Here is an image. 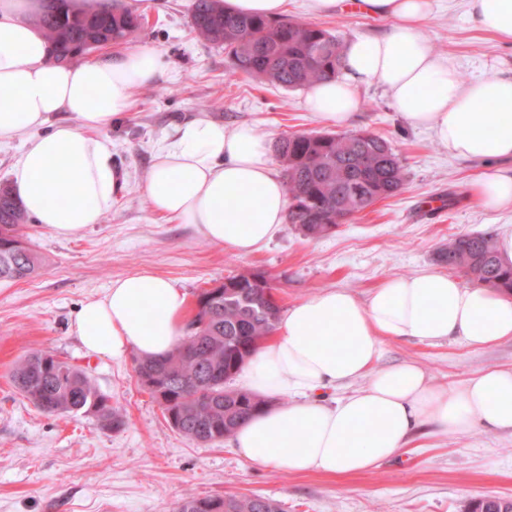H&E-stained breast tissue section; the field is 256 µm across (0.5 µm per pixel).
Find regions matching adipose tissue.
<instances>
[{
    "instance_id": "ef3b65f1",
    "label": "adipose tissue",
    "mask_w": 512,
    "mask_h": 512,
    "mask_svg": "<svg viewBox=\"0 0 512 512\" xmlns=\"http://www.w3.org/2000/svg\"><path fill=\"white\" fill-rule=\"evenodd\" d=\"M480 29L512 42V0H467ZM38 0H0V144L29 132L13 166L14 195L60 238L99 223L125 188L100 129L130 111L162 69L149 47L93 63L55 62L28 16ZM358 11L390 19L382 34L350 41L340 75L310 87L305 105L337 126L357 115L362 87L380 83L396 112L431 131L450 156L498 163L474 194L488 210L512 209V73L462 83L452 59L422 34L437 0H359ZM144 194L153 212L193 225L212 245L246 255L285 223L288 190L267 141L250 127L225 130L207 118L176 127L156 148ZM190 312L167 278L136 269L86 301L73 329L85 351L161 358ZM460 340L478 349L512 339V297L430 271L383 280L363 300L327 288L289 308L236 376L266 400L230 445L251 464L292 474L355 475L402 453L421 428L461 435L512 431V367L437 384L416 365L382 368L388 341ZM366 379L361 389L356 380Z\"/></svg>"
}]
</instances>
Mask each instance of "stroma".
Wrapping results in <instances>:
<instances>
[{
  "label": "stroma",
  "mask_w": 512,
  "mask_h": 512,
  "mask_svg": "<svg viewBox=\"0 0 512 512\" xmlns=\"http://www.w3.org/2000/svg\"><path fill=\"white\" fill-rule=\"evenodd\" d=\"M193 0H165L147 14L126 45L85 55V62L117 56L128 47L159 52L163 69L141 89L132 110L102 135L125 174L112 209L71 238L36 223L25 238L42 259L31 279L0 283V512H174L185 492L200 496L262 495L285 512H465L471 501L512 499V432L475 429L465 435L416 439L407 452L354 476L291 474L248 463L227 444L200 446L173 430L134 376L132 358L86 353L72 330L88 300L138 268L168 278L188 297L256 270L273 280L281 309L326 288L366 298L383 279L420 271L444 272L439 248L458 234L493 229L512 234V211L483 208L473 193L482 165L450 157L431 133L394 112L381 85L361 93L354 129L383 136L407 172L401 192L313 239L294 224L253 254L214 248L187 224L155 214L144 182L155 147L188 119L206 117L232 130L250 126L268 142L290 133H322L329 126L304 107L305 93L262 84L236 72L221 46L196 38ZM287 16L343 33L373 36L388 20L350 10L320 16L310 0H288ZM423 33L431 48L452 58L463 82L490 67L512 69V43L481 31L464 0H439ZM32 350L52 352L84 368L97 389L125 416L118 431L100 429L81 413H39L16 395L10 367ZM412 362L437 383H460L491 366L512 367V339L483 349L464 342L391 341L381 366Z\"/></svg>",
  "instance_id": "1"
}]
</instances>
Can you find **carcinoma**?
I'll return each mask as SVG.
<instances>
[{
  "mask_svg": "<svg viewBox=\"0 0 512 512\" xmlns=\"http://www.w3.org/2000/svg\"><path fill=\"white\" fill-rule=\"evenodd\" d=\"M34 24L52 46L53 59L69 63L107 45H119L142 26L120 3L76 10L71 0H42ZM196 36L221 45L235 69L263 83L305 89L340 74L344 39L318 24L242 15L225 0H194ZM275 150L288 187L287 221L310 238L336 228L377 202L397 194L404 165L375 132L294 133ZM28 217L11 189L0 185V282L29 278L40 258L23 242ZM448 269L512 294V264L499 256L492 230L456 236L437 255ZM230 285L197 295L185 334L163 359L135 357L137 382L159 404L172 429L198 445L223 442L258 411L263 401L227 386L260 342L271 335L281 309L262 271L229 275ZM14 392L48 416L87 413L106 430H119L124 416L99 392L85 369L49 351H33L9 371ZM176 512H283L262 496L200 497L188 491ZM471 512H512V500L479 501Z\"/></svg>",
  "mask_w": 512,
  "mask_h": 512,
  "instance_id": "obj_1",
  "label": "carcinoma"
}]
</instances>
